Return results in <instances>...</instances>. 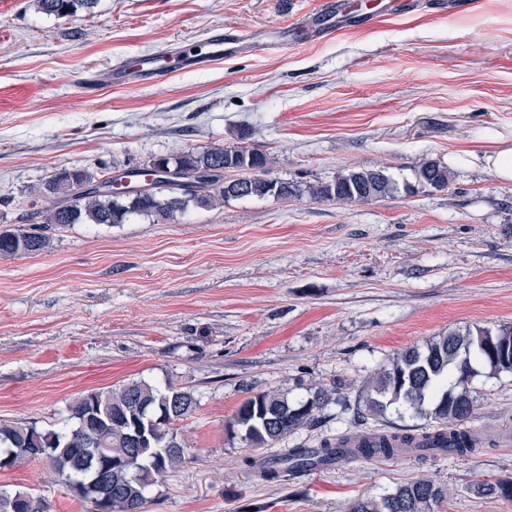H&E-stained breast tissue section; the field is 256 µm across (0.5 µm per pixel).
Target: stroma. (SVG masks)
<instances>
[{
    "label": "stroma",
    "mask_w": 512,
    "mask_h": 512,
    "mask_svg": "<svg viewBox=\"0 0 512 512\" xmlns=\"http://www.w3.org/2000/svg\"><path fill=\"white\" fill-rule=\"evenodd\" d=\"M437 3L414 0L415 17L368 32L115 86L105 77L130 56L299 27L317 0H98L73 18L0 0V232L28 229L46 205L32 186L63 169L246 145L282 180L379 168L401 182L489 149L512 133V0L446 14ZM89 76L101 80L91 99L77 90ZM48 235L40 254L0 255V422L56 429L79 393L136 380L193 391L199 405L180 424L190 458L146 512H351L416 479L447 487L433 512H512V500L473 492L512 479L510 374L473 381L476 426L498 440L474 457L343 461L281 485L243 464L415 426L393 412L357 421L358 391L434 336L512 324V182L461 168L445 190L393 199H231ZM318 381L336 387L318 425L266 448L228 429L244 385ZM1 488L41 495L50 512L87 510L39 463L1 470Z\"/></svg>",
    "instance_id": "obj_1"
}]
</instances>
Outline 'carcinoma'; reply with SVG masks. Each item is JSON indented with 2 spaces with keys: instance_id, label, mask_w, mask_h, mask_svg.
Returning a JSON list of instances; mask_svg holds the SVG:
<instances>
[{
  "instance_id": "1",
  "label": "carcinoma",
  "mask_w": 512,
  "mask_h": 512,
  "mask_svg": "<svg viewBox=\"0 0 512 512\" xmlns=\"http://www.w3.org/2000/svg\"><path fill=\"white\" fill-rule=\"evenodd\" d=\"M37 9L59 18L90 13L97 0H35ZM175 163L185 172L205 173L206 181L194 193L180 194L175 182L151 179L160 164ZM245 175L225 179L224 171ZM146 179L139 191L132 186L114 187L108 168L64 169L37 189L48 202L36 214L39 222L30 230L0 232V254L24 251L35 255L49 247L42 225L122 224L130 215L170 221L191 208L207 209L230 198L288 197L308 194L314 199L336 202H368L390 198L418 185L443 190L448 187V167L428 162L415 171V183L398 187L384 170L352 169L330 182L302 187L269 177V158L261 151L240 146L214 147L176 157H160L141 169ZM77 185L90 189L72 197ZM484 346L474 353L488 375L512 373V326L450 332L437 336L422 347H410L382 366L359 391L356 415L384 417L389 410L432 421L429 430L341 435L326 439L318 448H291L261 467L267 481H287L309 471L327 468L353 458H398L413 453L421 459L438 455L465 459L484 445L474 428L477 390L459 379L463 351L467 346ZM248 397L239 406L228 427L237 431L250 447L263 448L279 442L289 433L314 426L320 414L336 403L333 391L314 384L306 395L290 398L279 391L246 389ZM198 407L194 393L167 383L144 380L118 388L84 392L70 404L68 422L60 429L39 428L34 423H0V460L15 464L38 461L63 479L79 500L95 504L91 493L105 486L112 493V512H145L150 492L187 460L190 447L178 423L192 416ZM87 448H102L114 461L100 475L80 456ZM474 491L483 497L512 498V479L482 481ZM448 488L428 480L396 487L379 497L361 499L353 512H432L433 505L446 498ZM15 504L13 512H48L40 496L24 491L0 490V512L5 503Z\"/></svg>"
}]
</instances>
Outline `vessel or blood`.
Here are the masks:
<instances>
[{
  "instance_id": "vessel-or-blood-1",
  "label": "vessel or blood",
  "mask_w": 512,
  "mask_h": 512,
  "mask_svg": "<svg viewBox=\"0 0 512 512\" xmlns=\"http://www.w3.org/2000/svg\"><path fill=\"white\" fill-rule=\"evenodd\" d=\"M404 9L391 0L380 10L356 11L343 0H322L319 21L313 22L307 32L314 41L331 38L336 32V20L353 22L359 29L368 30L377 26L386 17L403 14ZM297 40L290 30H283L272 37L256 38L245 31L227 32L208 37L199 46L190 48L162 49L151 54H141L113 69L109 80L115 84L134 82L155 83L165 80L177 70H203L227 55L264 50L285 52L296 45Z\"/></svg>"
}]
</instances>
